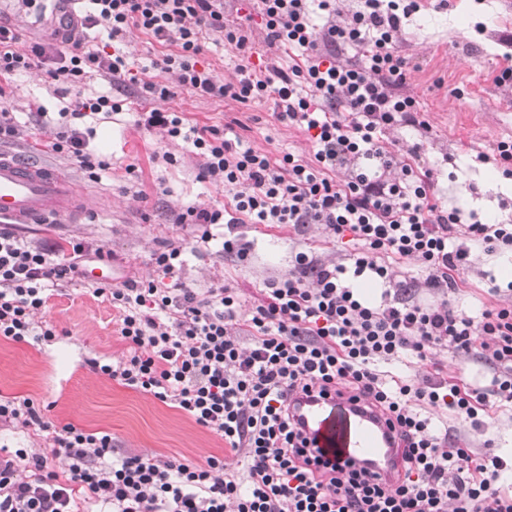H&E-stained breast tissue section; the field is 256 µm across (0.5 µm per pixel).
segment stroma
<instances>
[{"label": "stroma", "instance_id": "stroma-1", "mask_svg": "<svg viewBox=\"0 0 512 512\" xmlns=\"http://www.w3.org/2000/svg\"><path fill=\"white\" fill-rule=\"evenodd\" d=\"M418 5L399 47L410 64L402 92L416 100L429 128L391 130L384 143L398 155L419 146L414 164L433 171L442 191L440 205L512 224V186L490 185L484 178L485 164L476 159L477 153H492L498 142L512 141V83L498 80L503 70L512 68V0H418ZM0 22L13 27L24 42L52 41L58 29L50 7L27 16L18 13L11 0H0ZM224 22L250 30V66L288 64L289 49L266 38L257 0H224ZM0 89L20 125L19 138L0 145V152L64 170L83 189L75 222L15 224L12 232L46 248H64L76 238L102 248L103 258L87 259L86 266L92 269L108 261L112 284L149 278L153 253L174 245L183 251L180 278L188 287L234 288L247 313L263 300L267 279L288 273L294 252L310 249L333 260L343 256L344 243L327 238L313 225H240L239 233L254 243L245 261L223 252V225L212 226L208 246L198 245L201 228L176 223V215L198 204L223 208L230 195L223 185L197 180L204 158L192 143L136 125L137 112L156 105L140 86L113 85L90 73L77 88L81 96L107 95L122 103L121 111L111 117L98 114L87 120L95 130L90 151L109 163L95 180L74 159L37 155L31 149L43 135L40 113L60 111L66 104L59 82L39 67ZM165 106L182 113L187 125L224 129L228 137H239L244 146L275 158L289 152L307 160L313 154L303 130L277 120L269 101L219 100L178 89ZM168 153L174 163L165 162ZM471 260V270L451 297L455 307L477 316L512 299V292L502 288L492 256L475 249ZM494 287L500 288V295H491ZM44 319L56 330L51 343L0 339V397L31 399L54 426L70 423L89 433L111 434L126 452L183 462L216 456L236 468L237 458L221 435L173 404L94 371L93 362L118 363L125 347L118 337L115 309L95 297L90 285L60 288L50 297ZM386 369L402 380L436 373L475 387L489 385L492 377L481 362L436 350L413 366L393 362ZM481 421L478 433L462 420L453 426L461 439L484 447L486 455L512 461V403L489 409Z\"/></svg>", "mask_w": 512, "mask_h": 512}]
</instances>
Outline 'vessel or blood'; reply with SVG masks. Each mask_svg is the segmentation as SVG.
I'll list each match as a JSON object with an SVG mask.
<instances>
[{
    "label": "vessel or blood",
    "instance_id": "obj_1",
    "mask_svg": "<svg viewBox=\"0 0 512 512\" xmlns=\"http://www.w3.org/2000/svg\"><path fill=\"white\" fill-rule=\"evenodd\" d=\"M78 205L77 186L66 173L0 155V221L50 224L74 216ZM290 407L323 460L339 466L353 461L393 481L397 459L389 426L364 403L331 392L292 397Z\"/></svg>",
    "mask_w": 512,
    "mask_h": 512
}]
</instances>
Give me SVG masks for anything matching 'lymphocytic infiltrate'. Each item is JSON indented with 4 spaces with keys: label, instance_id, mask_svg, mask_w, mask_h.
<instances>
[{
    "label": "lymphocytic infiltrate",
    "instance_id": "f902f5d3",
    "mask_svg": "<svg viewBox=\"0 0 512 512\" xmlns=\"http://www.w3.org/2000/svg\"><path fill=\"white\" fill-rule=\"evenodd\" d=\"M86 26L106 25L111 37L135 27L166 46L155 65L178 87L199 96L245 102L272 101L279 121L298 126L313 145L311 159L242 147L212 126L185 127L178 113L153 108L136 124L166 138L191 134L204 164L201 180L224 184L230 212L193 206L177 223H225L222 247L247 259L253 243L237 231L251 224L321 226L333 237L351 235L347 263H327L296 252L288 274L268 281L267 301L242 314L233 289L199 292L180 278L182 251L155 252L159 273L149 281L94 288L117 309L126 354L118 364L94 363L97 373L132 390L172 403L224 438L243 457V472L223 459L204 462L115 455L107 433L67 424L53 430L32 400L0 399V424L51 431V455L0 448V512H512V496L498 480L501 457H481L450 443L431 410L445 409L479 427V413L512 402V303L473 317L447 293L471 266V248L512 246V227L481 220L463 223L460 209L435 201L431 172H418L380 140L402 125L426 128L416 101L401 94L408 64L398 47L416 0H360L345 14L336 0H259L268 40L298 49L300 59L264 73L236 67V78L217 81L200 62L201 35L221 33L225 46L248 56L247 30L224 23V0H90ZM357 56L342 59L345 48ZM43 66L64 84L92 71L110 81L141 84L151 96L170 97L167 86L140 81L127 56L86 48L74 32L60 44L20 45L0 24V81ZM119 106L106 96L75 98L58 117H44L49 137L42 154L64 153L88 173L106 169L87 149L93 128L87 114ZM345 171L343 182L333 175ZM83 242L61 257L0 228V337L52 342L56 333L41 314L52 291L80 279ZM415 260L421 276L398 274L390 259ZM371 278L381 300L356 290ZM444 292L425 303L421 290ZM466 355L492 371L489 386L454 379L414 377L389 383L383 362L426 359L431 349ZM349 393L391 417L402 443L401 471L386 484L364 468L317 472L307 440L289 414L300 393ZM64 462L56 472L49 457Z\"/></svg>",
    "mask_w": 512,
    "mask_h": 512
}]
</instances>
